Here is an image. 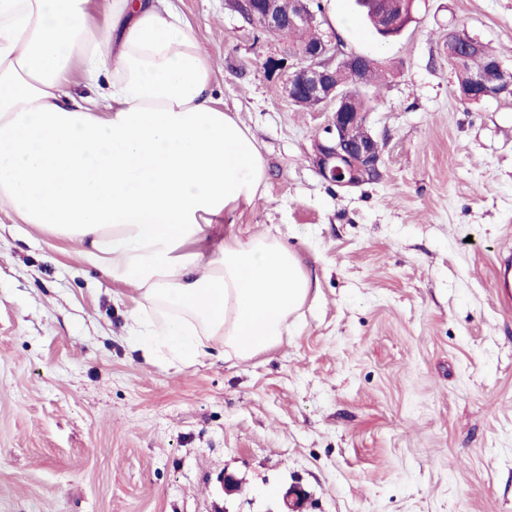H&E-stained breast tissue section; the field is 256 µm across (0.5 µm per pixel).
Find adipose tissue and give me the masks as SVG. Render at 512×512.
Listing matches in <instances>:
<instances>
[{"label":"adipose tissue","instance_id":"obj_1","mask_svg":"<svg viewBox=\"0 0 512 512\" xmlns=\"http://www.w3.org/2000/svg\"><path fill=\"white\" fill-rule=\"evenodd\" d=\"M214 73L174 0H0V207L132 289L149 362L268 352L312 292L276 237L216 233L265 159Z\"/></svg>","mask_w":512,"mask_h":512}]
</instances>
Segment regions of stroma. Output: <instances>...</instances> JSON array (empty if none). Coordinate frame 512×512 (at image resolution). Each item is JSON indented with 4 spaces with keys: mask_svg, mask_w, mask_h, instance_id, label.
<instances>
[{
    "mask_svg": "<svg viewBox=\"0 0 512 512\" xmlns=\"http://www.w3.org/2000/svg\"><path fill=\"white\" fill-rule=\"evenodd\" d=\"M176 3L266 161L232 231L279 229L318 294L252 359L149 363L78 246L0 210V512H274L294 485L307 512H512V99L461 103L448 64L462 30L512 70V0H415L389 40L320 0L319 35L382 73L357 187L312 163L330 110L284 90L295 38Z\"/></svg>",
    "mask_w": 512,
    "mask_h": 512,
    "instance_id": "obj_1",
    "label": "stroma"
}]
</instances>
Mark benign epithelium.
<instances>
[{
  "mask_svg": "<svg viewBox=\"0 0 512 512\" xmlns=\"http://www.w3.org/2000/svg\"><path fill=\"white\" fill-rule=\"evenodd\" d=\"M246 19H258L271 32L285 33L312 24L308 0H231ZM300 61L286 75L284 88L296 105L318 109L332 105L331 116L314 143L313 164L328 182L341 187L362 185L382 177L383 153L376 137L367 130V113L352 110L351 94L336 83V69L349 65L355 55L319 40L300 52ZM468 96H512V76L497 62L472 77ZM307 496L299 485L282 496L280 512H304Z\"/></svg>",
  "mask_w": 512,
  "mask_h": 512,
  "instance_id": "obj_1",
  "label": "benign epithelium"
}]
</instances>
